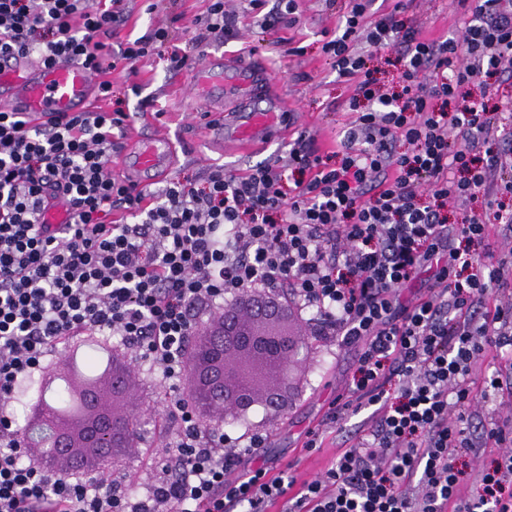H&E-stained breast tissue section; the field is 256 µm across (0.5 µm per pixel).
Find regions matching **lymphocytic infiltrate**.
Wrapping results in <instances>:
<instances>
[{"mask_svg": "<svg viewBox=\"0 0 512 512\" xmlns=\"http://www.w3.org/2000/svg\"><path fill=\"white\" fill-rule=\"evenodd\" d=\"M136 3L0 0V55L82 63L110 99L108 73L170 36L157 28L112 46ZM372 3L343 0L322 45L355 84L352 120L326 152L299 133L283 165L139 189L112 175L125 112L37 123L0 111V512H512V418L470 431L479 399L502 387L475 393L473 367L487 350L512 352V307L483 310L512 252L493 263L466 253L453 241H487L483 214L453 231L445 214L512 193L511 180L490 182L512 166L497 125L512 110L498 95L512 80V0H458L461 34L432 40L408 25L406 0L375 17ZM188 31L198 45L228 40L236 19L209 0ZM391 56L401 90L389 94L366 61ZM56 201L65 223L44 220ZM119 210L128 219L117 224ZM272 296L313 335L355 350L344 407L370 412L356 444L301 482L261 465L269 433L225 427L196 401L220 367L196 366L193 342ZM92 335L111 337L114 367L162 374L146 393L161 421L155 446L128 438L133 474L87 476L95 451L80 447L70 455L83 470L59 474L20 442L38 400L19 401L18 388ZM483 444L495 459L460 467ZM467 481L476 492L464 498Z\"/></svg>", "mask_w": 512, "mask_h": 512, "instance_id": "f902f5d3", "label": "lymphocytic infiltrate"}]
</instances>
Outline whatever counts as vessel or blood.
Segmentation results:
<instances>
[{"label": "vessel or blood", "mask_w": 512, "mask_h": 512, "mask_svg": "<svg viewBox=\"0 0 512 512\" xmlns=\"http://www.w3.org/2000/svg\"><path fill=\"white\" fill-rule=\"evenodd\" d=\"M261 83L258 70L246 64L229 72L210 61L194 75L193 86L207 104L217 144L240 145L275 133L288 106L273 101L266 108H257L254 95ZM95 89L92 74L77 64L47 68L20 56L0 61L2 110L40 119L73 115L87 110ZM169 150L163 138L143 142L128 165L132 183L146 187L147 175L164 164Z\"/></svg>", "instance_id": "b4317fda"}]
</instances>
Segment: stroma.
I'll list each match as a JSON object with an SVG mask.
<instances>
[{"label": "stroma", "instance_id": "stroma-1", "mask_svg": "<svg viewBox=\"0 0 512 512\" xmlns=\"http://www.w3.org/2000/svg\"><path fill=\"white\" fill-rule=\"evenodd\" d=\"M207 5L208 0H178L174 5L169 0H158L153 12L136 10L117 38L133 40L147 29L170 27L174 13L190 19ZM224 8L238 17L235 40L198 46L182 31L173 30L170 42L136 61L135 74L119 68L110 75L112 97L121 101L123 110L130 115L127 139L164 137L176 147L177 154L164 172L163 182L199 183L210 165L236 174L246 172L287 156L290 142L302 131L314 137L316 148L326 150L341 138L352 117L349 100L354 87L337 79L321 50L323 31L335 29L338 23V7L328 6L325 0H302L299 23L269 33L261 28L260 18L248 10L246 0H224ZM406 16L422 37L430 39L459 32L463 26L456 0H410ZM175 51L189 57V67L170 70V55ZM214 53L233 62L252 57L263 61L268 71V94L285 100L290 107L285 119V141L250 150L210 143L205 134L203 104L192 87L191 76ZM299 332L304 338L308 384L298 387L286 413L275 417L260 411L252 422L274 434V466L292 468L298 479L305 480L324 469L346 439L354 437L361 418L343 415L322 448L311 452L303 449L305 432L317 427L329 402L344 391L355 354L342 346L326 344L310 335L307 327H300Z\"/></svg>", "mask_w": 512, "mask_h": 512}]
</instances>
